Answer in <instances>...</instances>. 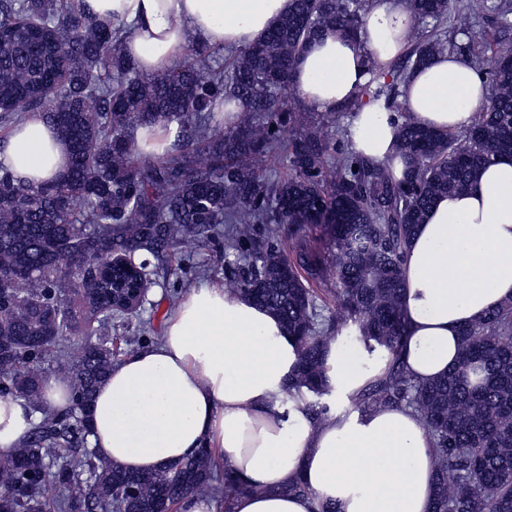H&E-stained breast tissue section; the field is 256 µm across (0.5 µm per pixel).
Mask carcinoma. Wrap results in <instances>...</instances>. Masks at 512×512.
Masks as SVG:
<instances>
[{
	"label": "carcinoma",
	"instance_id": "cac0c4a2",
	"mask_svg": "<svg viewBox=\"0 0 512 512\" xmlns=\"http://www.w3.org/2000/svg\"><path fill=\"white\" fill-rule=\"evenodd\" d=\"M293 9L245 49L215 65L204 47L167 73L144 75L122 52L123 25L97 21L70 0H0V127L24 114L56 127L67 170L41 186L0 169V398L26 401L40 414L29 436L0 456V512H175L191 494L210 491L230 506L253 486L199 448L150 474L124 470L88 450V410L119 351L109 328L138 317L148 301L117 303L112 279L66 273V253L90 260L124 256L151 277L194 265L177 245L224 246L228 292L275 315L295 341L288 394L317 424L329 407L327 359L351 324L385 371L352 396L358 407L418 414L436 457L431 512H512V302L460 331V356L432 382L402 360L401 286L405 247L435 201L467 190L493 157L512 155V0H403L435 22L405 56L415 68L448 52L443 26L454 11L493 13L498 34L462 58L491 86L478 118L461 132L425 129L405 119L397 141L408 170L390 169L328 136L287 102L292 71L307 42L324 31L357 37L366 0H293ZM492 65L482 67L485 55ZM370 78L352 102H380L402 114L398 83ZM241 102L224 128V101ZM177 123L182 145L161 157L142 152L137 127ZM285 160L274 180L269 166ZM291 227L284 254L277 226ZM339 288H329L330 281ZM98 336L62 344L79 330ZM51 358L70 379L71 407L44 398ZM82 455L83 469L61 462ZM57 495L45 496L48 481Z\"/></svg>",
	"mask_w": 512,
	"mask_h": 512
}]
</instances>
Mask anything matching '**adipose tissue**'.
Segmentation results:
<instances>
[{"mask_svg": "<svg viewBox=\"0 0 512 512\" xmlns=\"http://www.w3.org/2000/svg\"><path fill=\"white\" fill-rule=\"evenodd\" d=\"M81 11L127 26L123 48L140 73L180 64L191 42L243 49L288 14L293 0H78ZM416 18L398 0H373L358 37L327 32L307 44L292 83L305 107L331 111L368 81V64L390 74L405 53ZM413 123L462 131L486 101L481 76L462 58L438 55L410 73L403 88ZM395 113L364 104L349 119L352 147L389 164L399 155ZM68 153L53 128L29 118L0 150V167L32 186L54 181ZM404 359L421 381L447 371L460 352V330L512 301V156L496 157L466 191L440 197L406 248ZM279 319L243 296L206 286L182 296L162 339L112 367L91 408L90 445L122 468L147 474L197 448L247 480L251 492L232 512H430L436 460L420 418L399 408L330 415L312 425L288 394L296 364ZM331 391L346 399L387 362L365 345L333 349ZM35 418L21 399L0 398V453L17 447ZM301 476L308 495L285 493Z\"/></svg>", "mask_w": 512, "mask_h": 512, "instance_id": "obj_1", "label": "adipose tissue"}]
</instances>
